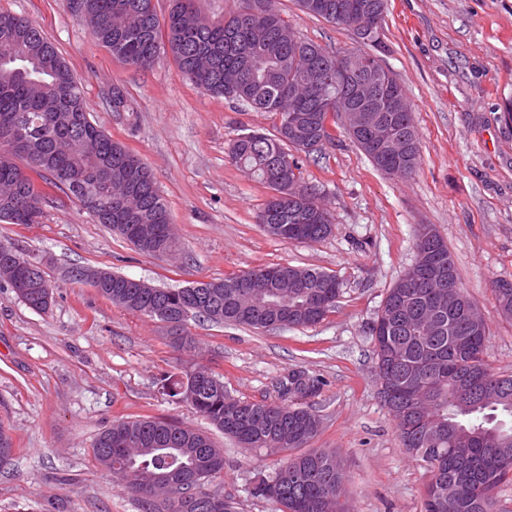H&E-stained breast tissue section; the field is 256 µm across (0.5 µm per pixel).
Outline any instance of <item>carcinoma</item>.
<instances>
[{
    "mask_svg": "<svg viewBox=\"0 0 512 512\" xmlns=\"http://www.w3.org/2000/svg\"><path fill=\"white\" fill-rule=\"evenodd\" d=\"M196 0H172L167 18L160 19L153 0H85L87 13L81 21L92 29L94 40L113 56L137 69H149L163 56H171L204 92L236 101L244 109L258 106L275 112L281 120L289 116L288 99L303 110L301 134L269 136L257 131L240 134L231 144V161L253 177L269 184L271 158L281 155L290 161L288 179L302 182V160L312 151L303 140L315 128L328 143L334 140L324 126L329 101L348 95L350 88L336 83L340 69L347 66L355 78L363 79V60L371 53L356 48L347 53L330 51L297 35L280 15L265 16V0H238V7L221 21L202 17ZM339 0H297L300 10L328 23L342 22L328 9ZM0 221L34 224L42 215L47 196L32 177L21 170L13 157L21 150L9 147L5 132L17 123L30 130L46 132L39 152L26 154L37 175L50 174V184L77 200L99 224H109L137 250L165 255L175 248L170 218L164 199L154 188L155 179L140 159L93 123L84 109L83 88L55 47L30 19L0 12ZM322 72L318 86L302 82L306 59ZM109 105L114 112L131 111L122 88L112 87ZM390 129L404 140L406 149L398 156L381 159L368 155L381 171L408 176L420 163V146L412 113L389 112ZM295 153L288 152V149ZM111 173L112 202L99 210L87 202L85 191L98 189L104 170ZM257 223L270 236L293 241V228L306 226L307 213L288 204L266 202ZM154 227L153 239L142 236L141 228ZM434 257L446 264L450 283L457 287L461 302L473 305L461 287L453 257L439 234H434ZM288 274L308 284L298 292L282 294L288 303L292 327L319 323L336 308L341 289L327 288L336 276L316 268L289 266ZM245 274L227 275L209 281L204 288H142L137 280L112 273L100 294L128 310L156 317L155 309L167 311L162 322L177 320L200 297L212 310H193L191 317L219 324L270 329L277 309L265 308L257 297L250 299L235 287ZM40 287L23 299L30 308L45 311L53 300L56 285L40 271ZM493 282L492 292L503 316L512 318V287ZM388 318L377 317L370 333L373 341L398 351L393 371L396 399L410 400L407 391L414 381L436 390L416 417H407L398 407L389 409L397 423L400 441L412 459L430 472L424 493V512H494L493 493L512 483V376L495 373L487 360L488 336H474L468 323L448 308L431 314L438 328L427 336L416 312L429 304L424 288H391L385 297ZM470 371L486 387L506 398L491 400L469 394L460 398L455 390L457 376ZM163 393L174 402H187L197 413L241 445L289 451L308 445L317 435L320 420L300 403L243 401L229 397L219 377L204 368L166 372L159 378ZM284 390L302 396L315 390V380L301 371L288 376ZM94 458L107 465L123 481V487L139 502L140 512H232L224 496L208 489L211 480L224 473V456L202 431L161 419L118 421L98 434L92 444ZM336 454L313 450L289 455L269 480L253 487L256 497L271 499L280 512H345L343 489Z\"/></svg>",
    "mask_w": 512,
    "mask_h": 512,
    "instance_id": "1",
    "label": "carcinoma"
}]
</instances>
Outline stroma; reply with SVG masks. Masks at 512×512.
<instances>
[{"mask_svg":"<svg viewBox=\"0 0 512 512\" xmlns=\"http://www.w3.org/2000/svg\"><path fill=\"white\" fill-rule=\"evenodd\" d=\"M275 4L302 38L339 52L357 48L352 31L302 13L295 0ZM0 12L40 26L81 81L90 119L151 169L177 241L168 255L140 253L41 178L35 184L49 201L39 223L0 222V242L44 261L56 285L51 307L36 311L0 281V423L15 448L0 468V512H41L49 500L64 512H140L96 461L92 443L112 422L142 418L210 435L224 454L211 488L233 512H278L251 489L273 476L283 453L243 449L159 389L161 374L199 366L248 401H281V383L294 370L318 378V390L303 399L321 420L310 446L335 451L348 512H423L429 473L407 455L377 395L370 326L415 260L418 225H432L483 313L491 367L512 374V320L492 292L495 280H512V121L504 117L512 0H388L373 52L406 91L421 164L408 177L387 175L337 131L303 160V177L320 189L334 224L309 243L263 231L256 216L271 190L228 156L239 134H274L279 114L206 94L168 56L135 70L94 41L67 0H0ZM115 85L130 111H111ZM272 265L336 275L335 310L311 327L274 330L192 319L184 328L191 350L174 348L168 324L63 278L65 269L85 266L181 288Z\"/></svg>","mask_w":512,"mask_h":512,"instance_id":"35a3bbf8","label":"stroma"}]
</instances>
